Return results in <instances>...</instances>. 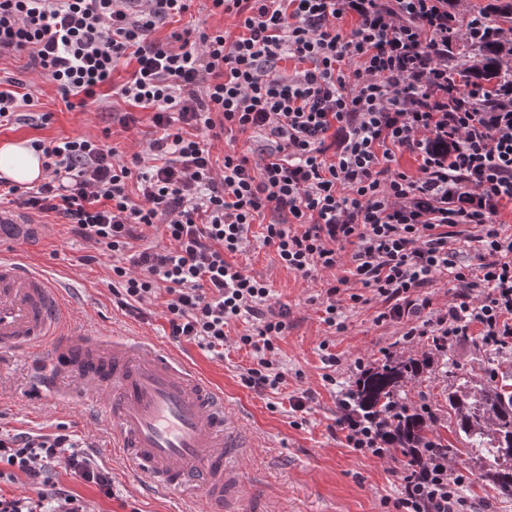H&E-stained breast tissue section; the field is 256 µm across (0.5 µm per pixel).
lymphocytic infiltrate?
I'll return each instance as SVG.
<instances>
[{"instance_id":"lymphocytic-infiltrate-1","label":"lymphocytic infiltrate","mask_w":512,"mask_h":512,"mask_svg":"<svg viewBox=\"0 0 512 512\" xmlns=\"http://www.w3.org/2000/svg\"><path fill=\"white\" fill-rule=\"evenodd\" d=\"M190 3L0 0V53L27 52L77 107L131 66L118 94L150 112L159 133L128 160L87 136L33 140L49 180L22 189L1 179L0 200L18 193L29 213L63 219L111 258L121 306L161 301L174 338L220 357L229 324L254 318L239 343L253 356L243 380L262 392L284 382L267 354L287 314L226 257L246 250L266 210L276 218L264 243L302 277L335 271L351 248L350 274L383 298L381 319L407 323L405 340L429 336L444 350L476 325L487 348L512 349V234L499 220L512 205V86L494 94L448 78L450 38L498 29L450 11L449 0H209L212 13L235 17L237 35L150 40ZM287 59L297 66L283 76ZM132 110L123 125L135 123ZM231 130L266 144L255 158L228 147L215 165L212 149ZM403 151L417 173L396 168ZM455 224L477 229L489 255L478 268L452 246ZM444 279L458 288L448 308L415 299ZM344 421L348 447L387 456L380 419ZM425 456L420 470L403 471L395 512H469L466 475L443 449ZM59 468L111 496L110 472L70 434L0 431V487L27 485L0 490V512H90L57 486Z\"/></svg>"}]
</instances>
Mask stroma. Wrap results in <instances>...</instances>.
<instances>
[{
  "instance_id": "35a3bbf8",
  "label": "stroma",
  "mask_w": 512,
  "mask_h": 512,
  "mask_svg": "<svg viewBox=\"0 0 512 512\" xmlns=\"http://www.w3.org/2000/svg\"><path fill=\"white\" fill-rule=\"evenodd\" d=\"M187 27L237 30L234 19L212 14L206 0H193L181 21L160 25L152 38L164 44L172 32ZM0 79L24 83L38 99L36 106L23 108L21 121L0 127V144L34 138H96L108 128L112 131L110 145L128 159L144 152L153 137L145 116L125 131L112 123L98 104L68 109L56 85L30 66L26 53L0 56ZM44 112L52 115L45 124L40 121ZM251 232L249 248L231 255L229 261L266 281L272 304L288 313V328L277 339L273 357L284 382L274 392H258L243 380L252 359L248 350L239 348L236 338L250 329V318L231 323L224 354L218 357L197 344L176 341L161 306H153L143 315L119 306L107 286L109 259L87 261L88 248L69 225H54L49 238H32L25 254L51 275H71L69 304L77 319L111 337L129 333L153 337L223 388L235 428L251 444L245 472L258 474L273 493L266 512H393L392 503L401 493L398 476L406 463L401 458L378 459L347 447L339 425V393L384 353L418 358L431 352L430 342L424 338L405 342V323L377 322L384 309L381 299L355 281L340 286L336 294L343 329L328 327L322 320L324 277L304 278L283 268L273 250L263 243L262 225H253ZM326 351L335 354V366L323 363ZM485 352L479 328H472L470 335L458 338L439 354L445 369L406 386L409 403L427 407L436 419L438 432L448 442L456 440L448 415L449 377L483 376L481 357ZM35 364L30 356L0 353V428L48 434L65 427L111 472L112 495L104 497L96 487L74 482L61 470L54 473L55 482L80 495L91 512H190L186 501L135 486L122 457L112 451L109 431L98 414L80 404H54L45 396H34ZM328 374L335 377V384L325 382ZM300 395L305 406L293 410L291 400ZM454 467L468 473L463 494L475 508L488 503L494 512H512V496L498 493L485 482L478 464L458 460Z\"/></svg>"
}]
</instances>
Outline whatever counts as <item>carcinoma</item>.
<instances>
[{"mask_svg":"<svg viewBox=\"0 0 512 512\" xmlns=\"http://www.w3.org/2000/svg\"><path fill=\"white\" fill-rule=\"evenodd\" d=\"M451 73L463 82L477 81L489 88L512 82V39L503 36L490 43H448ZM432 367L431 358L389 356L364 371L351 388L350 402L366 417L383 421L391 440L390 451L421 464L422 449L434 442L448 456L463 455L481 462L482 477L500 493L512 496V372L491 385L473 377L448 388V411L453 432L464 448H447L435 434L432 416L407 402L405 387Z\"/></svg>","mask_w":512,"mask_h":512,"instance_id":"carcinoma-1","label":"carcinoma"}]
</instances>
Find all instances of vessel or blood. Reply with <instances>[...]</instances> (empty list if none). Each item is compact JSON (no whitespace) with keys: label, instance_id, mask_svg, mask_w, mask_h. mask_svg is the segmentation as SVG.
I'll list each match as a JSON object with an SVG mask.
<instances>
[{"label":"vessel or blood","instance_id":"obj_1","mask_svg":"<svg viewBox=\"0 0 512 512\" xmlns=\"http://www.w3.org/2000/svg\"><path fill=\"white\" fill-rule=\"evenodd\" d=\"M51 231L0 207V351L37 356L36 378L48 393L65 392L103 416L113 449L145 484L193 492L198 512H253L248 445L230 432L223 391L153 338L129 334L108 344L78 325L66 282L19 252Z\"/></svg>","mask_w":512,"mask_h":512}]
</instances>
